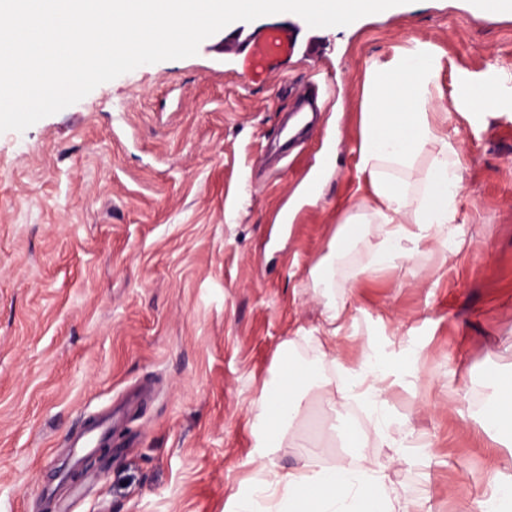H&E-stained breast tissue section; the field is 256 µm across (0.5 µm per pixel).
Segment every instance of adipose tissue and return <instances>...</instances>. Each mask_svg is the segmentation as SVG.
<instances>
[{
    "mask_svg": "<svg viewBox=\"0 0 512 512\" xmlns=\"http://www.w3.org/2000/svg\"><path fill=\"white\" fill-rule=\"evenodd\" d=\"M444 108L427 46L414 45L390 62L368 67L357 173L369 196L338 230L332 256L345 258L365 245L372 224L384 232L364 269L371 277L413 260L426 241L447 242L463 177L461 154L442 127ZM424 155L429 164L421 170L417 163ZM325 307L315 362L296 361L295 343L286 341L281 359L288 367L289 390L266 387L252 402L256 470L233 494L229 512H426L422 502L394 496L383 469L365 465L364 439L350 418L341 423L347 452L335 462L323 458L315 442L296 428L311 392L325 383L324 364L341 369L337 391L343 403L360 402L377 420L385 418L388 359L369 345L358 368L341 367L336 338L342 312L332 301ZM483 418L489 431L512 436L511 377L485 404ZM284 442L300 449V463L280 470L272 453Z\"/></svg>",
    "mask_w": 512,
    "mask_h": 512,
    "instance_id": "1",
    "label": "adipose tissue"
}]
</instances>
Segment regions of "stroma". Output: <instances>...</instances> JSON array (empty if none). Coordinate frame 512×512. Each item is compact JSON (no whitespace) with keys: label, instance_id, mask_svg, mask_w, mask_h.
I'll return each instance as SVG.
<instances>
[{"label":"stroma","instance_id":"obj_1","mask_svg":"<svg viewBox=\"0 0 512 512\" xmlns=\"http://www.w3.org/2000/svg\"><path fill=\"white\" fill-rule=\"evenodd\" d=\"M291 31L258 76L224 51L143 65L25 132L0 133V512H224L253 468L251 402L281 344L315 357L324 304L343 305L336 352L372 343L391 362L393 437L364 429L396 493L466 512L512 441L482 406L512 375V17L470 0H407L339 31L294 13L245 23ZM428 46L460 148L454 236L369 279L366 252L310 272L363 193L356 164L368 65ZM319 79L324 126L264 163L288 86ZM498 97L473 109L463 91ZM315 195H307L309 182ZM124 407L108 453L63 477L69 437Z\"/></svg>","mask_w":512,"mask_h":512}]
</instances>
